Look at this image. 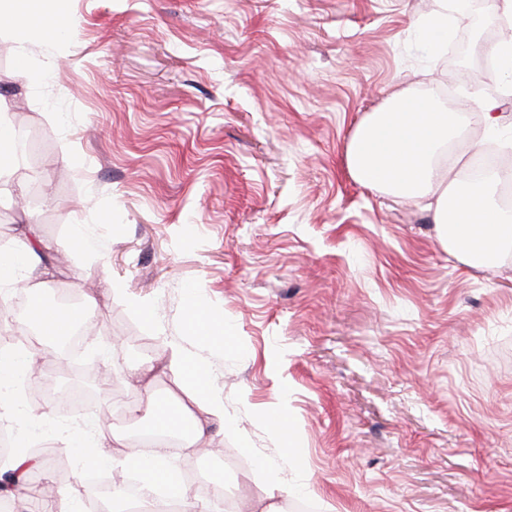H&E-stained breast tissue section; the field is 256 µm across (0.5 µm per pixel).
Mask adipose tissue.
Masks as SVG:
<instances>
[{
	"mask_svg": "<svg viewBox=\"0 0 512 512\" xmlns=\"http://www.w3.org/2000/svg\"><path fill=\"white\" fill-rule=\"evenodd\" d=\"M460 126L452 115L435 111L431 105L418 104L393 96L389 111L375 115L358 126L347 152L353 176L368 186L385 185L401 195H418L440 186L446 177L444 148L459 138ZM442 231L448 248L461 254L468 263L491 265L505 248L512 247V217L502 213L497 202V186L489 180L480 184H461L446 208ZM43 242L26 235L16 242L14 252L26 261L25 268L13 260L0 259V288H18L25 293H40L49 286L52 272L43 264ZM184 374L194 398L204 408L207 418L194 426L196 442H204L212 431H224L233 424L224 412L223 399L212 393L201 365L181 351H174L170 361ZM167 448L157 441L150 456L127 454V461H139L143 512H159L155 499L158 486H166L171 499L181 505V512H212L209 500L190 493L178 481L166 463ZM18 484L8 499L18 512H31L29 495L23 494L30 477L44 465L27 450L18 448L5 462Z\"/></svg>",
	"mask_w": 512,
	"mask_h": 512,
	"instance_id": "adipose-tissue-1",
	"label": "adipose tissue"
}]
</instances>
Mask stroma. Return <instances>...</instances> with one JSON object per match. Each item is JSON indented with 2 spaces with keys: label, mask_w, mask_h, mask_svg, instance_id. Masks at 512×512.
<instances>
[{
  "label": "stroma",
  "mask_w": 512,
  "mask_h": 512,
  "mask_svg": "<svg viewBox=\"0 0 512 512\" xmlns=\"http://www.w3.org/2000/svg\"><path fill=\"white\" fill-rule=\"evenodd\" d=\"M445 3L57 0L30 14L27 40L0 31V99L40 155L0 181V233L32 224L50 244L43 297L93 298L82 359L99 420L39 415L25 380L9 428L54 454V499L77 496L97 431L124 438L105 475L129 478L127 452H152L135 438L148 392L191 404L164 367L175 343L234 426L204 449L176 430L169 463L229 485L237 512H261L273 475L282 507L512 512V249L469 265L435 222L437 192L366 186L347 164L357 127L396 94L438 91L433 106L484 145L481 97L512 124L501 75L421 42ZM194 302L228 344L198 338Z\"/></svg>",
  "instance_id": "35a3bbf8"
}]
</instances>
